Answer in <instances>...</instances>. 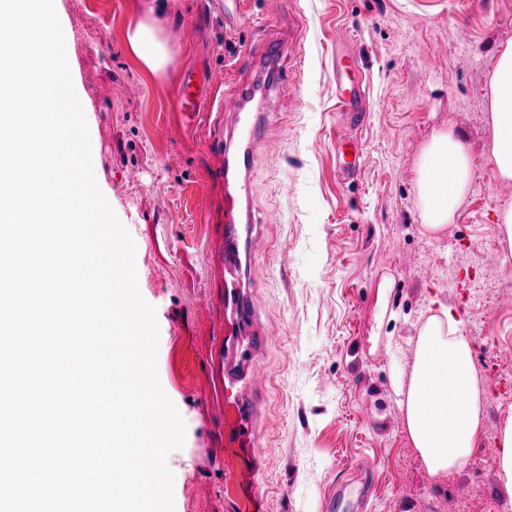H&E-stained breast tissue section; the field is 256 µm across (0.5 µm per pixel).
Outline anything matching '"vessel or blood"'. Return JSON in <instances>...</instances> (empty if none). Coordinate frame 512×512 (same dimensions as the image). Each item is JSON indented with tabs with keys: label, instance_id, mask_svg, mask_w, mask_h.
Wrapping results in <instances>:
<instances>
[{
	"label": "vessel or blood",
	"instance_id": "b4317fda",
	"mask_svg": "<svg viewBox=\"0 0 512 512\" xmlns=\"http://www.w3.org/2000/svg\"><path fill=\"white\" fill-rule=\"evenodd\" d=\"M296 34L287 40L266 39L260 53L246 52L236 55L232 70L244 65H255L264 71V78L240 81L223 98H216L210 81L194 70H185L179 93L172 104L176 112H224L232 115L240 128L245 143L242 155L232 153V135L212 141L215 153L224 159H235L236 170L224 175V245L221 257L224 264V377L230 386L246 382L251 386L263 385L268 378L267 370L255 361L264 339L255 326V317L263 307L265 298L250 283L246 275V255L253 251L267 250L268 245L259 235L243 234L242 197L247 193L245 177L249 169L260 161L262 122L260 113L251 111L250 103L256 95H290L295 84L288 79L282 66L287 55L286 46L296 43ZM235 425L228 434L238 447L257 453L262 445L263 434L257 423L256 403L242 395L232 400Z\"/></svg>",
	"mask_w": 512,
	"mask_h": 512
}]
</instances>
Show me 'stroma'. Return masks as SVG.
<instances>
[{"label":"stroma","instance_id":"obj_1","mask_svg":"<svg viewBox=\"0 0 512 512\" xmlns=\"http://www.w3.org/2000/svg\"><path fill=\"white\" fill-rule=\"evenodd\" d=\"M152 0H61L75 36V79L90 101L97 184L136 245L139 291L156 309L157 370L186 431L167 465L174 512H512L489 469L512 419V293L482 305V290L512 272L497 222L512 181L488 159L486 76L512 42V0H295L300 66L293 96L270 98L251 218L269 243L247 269L265 308L261 360L271 379L255 482L234 475L244 449L226 443L232 407L224 348V185L203 121L171 111L181 74L235 79L227 60L248 42L263 0L237 24L224 0H170L163 38L172 61L154 73L126 42ZM208 38H200L199 27ZM356 53L367 89L351 156L336 149V59ZM461 131L476 157L471 190L438 236L420 220L416 168L434 130ZM472 340L486 396L482 458L431 475L405 428L395 389L408 372L432 302Z\"/></svg>","mask_w":512,"mask_h":512}]
</instances>
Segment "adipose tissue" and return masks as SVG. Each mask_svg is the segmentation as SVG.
Masks as SVG:
<instances>
[{
    "label": "adipose tissue",
    "instance_id": "adipose-tissue-1",
    "mask_svg": "<svg viewBox=\"0 0 512 512\" xmlns=\"http://www.w3.org/2000/svg\"><path fill=\"white\" fill-rule=\"evenodd\" d=\"M166 0H154L145 19L126 33L131 52L153 72L171 60L161 38ZM491 145L497 176L512 181V43L500 46L488 78ZM475 158L453 129L434 130L417 164L420 218L427 231L441 233L453 223L472 186ZM398 393L411 442L434 475L463 468L483 424V393L473 346L447 307L427 316L415 341L414 360Z\"/></svg>",
    "mask_w": 512,
    "mask_h": 512
}]
</instances>
